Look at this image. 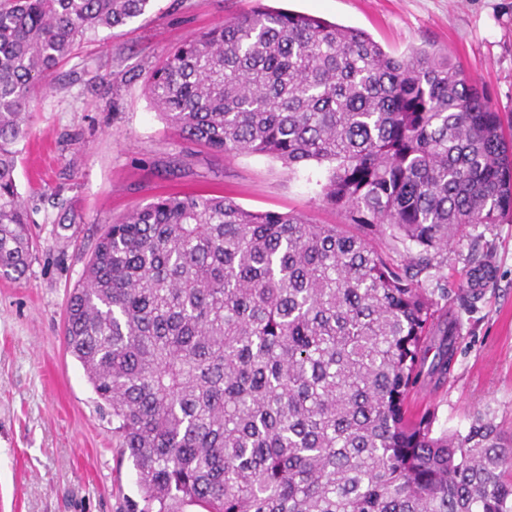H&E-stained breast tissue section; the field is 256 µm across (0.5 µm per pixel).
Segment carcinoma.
Here are the masks:
<instances>
[{
  "label": "carcinoma",
  "instance_id": "obj_1",
  "mask_svg": "<svg viewBox=\"0 0 512 512\" xmlns=\"http://www.w3.org/2000/svg\"><path fill=\"white\" fill-rule=\"evenodd\" d=\"M151 2L0 0L1 275L32 261L14 178L31 100ZM145 93L216 154L328 164L320 202L356 232L177 193L108 225L65 341L112 410L137 512H512V427L487 411L436 433L409 403L448 378L461 331L431 271L512 217V118L447 54L260 3L176 47ZM494 278L471 257L460 287Z\"/></svg>",
  "mask_w": 512,
  "mask_h": 512
}]
</instances>
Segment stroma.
Returning <instances> with one entry per match:
<instances>
[{"label": "stroma", "instance_id": "1", "mask_svg": "<svg viewBox=\"0 0 512 512\" xmlns=\"http://www.w3.org/2000/svg\"><path fill=\"white\" fill-rule=\"evenodd\" d=\"M249 0H154L126 26L100 30L32 102V134L15 170L37 237L25 277H0V512H130L136 474L112 436L81 364L67 351V301L105 224L156 196L221 194L253 211L343 223L318 193L326 165L289 170L264 155L186 144L150 103L152 67L180 42L224 23ZM266 6L365 31L392 55L450 54L495 106L512 111V0H265ZM492 244L496 280L461 311L452 371L424 387L435 431L492 411L512 423V219L448 248L449 292L472 253Z\"/></svg>", "mask_w": 512, "mask_h": 512}]
</instances>
